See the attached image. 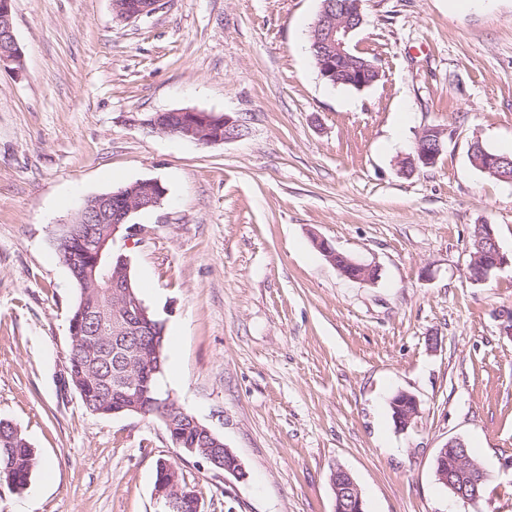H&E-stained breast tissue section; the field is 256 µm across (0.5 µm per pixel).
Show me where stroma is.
Returning a JSON list of instances; mask_svg holds the SVG:
<instances>
[{
  "instance_id": "1",
  "label": "stroma",
  "mask_w": 512,
  "mask_h": 512,
  "mask_svg": "<svg viewBox=\"0 0 512 512\" xmlns=\"http://www.w3.org/2000/svg\"><path fill=\"white\" fill-rule=\"evenodd\" d=\"M322 0H12L21 73L0 70V419L44 468L0 512H159L174 463L202 512H334L333 468L364 512H512V265L466 276L476 225L512 256V184L472 165L512 142V0H365L354 89L309 50ZM177 109L240 117L200 145L141 127ZM427 127L437 163L401 161ZM400 140L384 149L392 135ZM166 190L122 251L164 326L163 395L223 438L244 480L175 448L156 416L90 413L62 379L78 296L56 231L90 196ZM377 265L342 276L313 243ZM417 396L399 429L389 401ZM462 439L489 475L457 501L435 460ZM139 2L131 3L130 0H113L112 8L116 17L121 20H133L142 17L145 14H152L158 6L159 0H136Z\"/></svg>"
}]
</instances>
